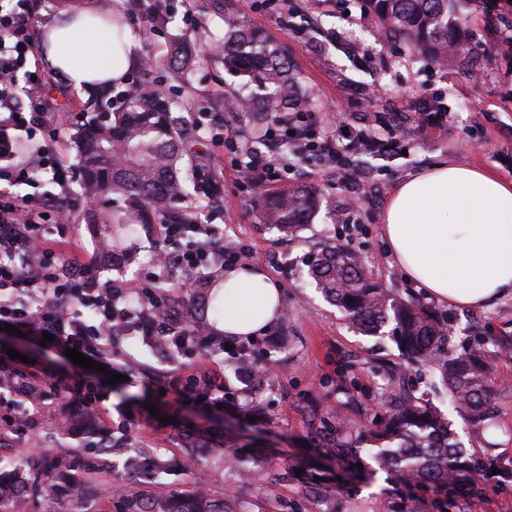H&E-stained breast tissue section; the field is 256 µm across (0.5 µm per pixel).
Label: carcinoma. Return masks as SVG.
I'll list each match as a JSON object with an SVG mask.
<instances>
[{"label": "carcinoma", "mask_w": 512, "mask_h": 512, "mask_svg": "<svg viewBox=\"0 0 512 512\" xmlns=\"http://www.w3.org/2000/svg\"><path fill=\"white\" fill-rule=\"evenodd\" d=\"M374 19L391 34L403 39L411 53L433 63L452 61L465 42L469 10L484 0H364ZM143 34L150 37L170 23L169 8L158 3L143 6ZM224 68L245 77L263 91L247 108L260 113V120H273L276 113L300 106L302 99L288 56L272 35L249 27L237 11L224 9ZM193 41L185 34L155 63L187 76L193 66ZM104 115L89 123L78 134L75 175L87 200L115 195L125 200L122 215L90 211L87 223L112 225V233L100 235L104 249L120 248L123 234H135L143 224H187L198 216L194 208H179L188 197V184L196 166L187 157L190 147L183 127L184 118L159 90H127L121 106L112 107V88ZM263 223L284 237H295L318 213L323 194L315 187L292 186L276 192H263ZM305 266L309 277L324 297L344 311L352 327L365 335L379 336L390 328L400 349L417 360L435 359L436 369L448 387L450 402L483 438L494 418L491 397L495 391L496 365L479 349L464 354L437 357L448 335V322L435 311L415 300L403 299L396 291L383 288L366 271L363 261L339 244L328 243L308 254ZM209 295L202 310L213 319L224 316V285L205 272ZM324 439L332 455L341 462H360L362 446H368L369 459L381 470L399 477L406 485H420L439 491L451 488L477 494L483 483L507 477L490 472L476 455L459 442L452 423L424 397L392 393L386 410L373 427H356L348 416L339 414L326 424ZM49 481L26 471L21 463L0 465V512H16L22 494L80 491L97 486L110 473L91 468L75 477L71 466L56 457L47 463ZM302 512L308 504L334 497L337 491L310 475ZM224 498L206 492L184 496L176 490H162L142 497L126 489L118 496L119 512H236Z\"/></svg>", "instance_id": "cac0c4a2"}]
</instances>
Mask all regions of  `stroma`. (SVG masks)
I'll list each match as a JSON object with an SVG mask.
<instances>
[{"label": "stroma", "mask_w": 512, "mask_h": 512, "mask_svg": "<svg viewBox=\"0 0 512 512\" xmlns=\"http://www.w3.org/2000/svg\"><path fill=\"white\" fill-rule=\"evenodd\" d=\"M223 2L192 0L177 5L173 21L148 41L140 35V15L130 14L127 30L138 43L140 58L165 54L171 41L187 30L198 32L202 40L189 81H179L169 70L154 66L134 68L128 83L160 88L177 103L192 101L188 118L199 123L206 137L209 165L199 175L190 202L204 206V221L218 227L210 250L238 241L249 245L238 265H259L279 285L286 315L252 337L246 363L248 370L257 372L275 361L279 371L264 384H249L237 378L232 350L206 344L168 356L138 326L112 340V350L120 356L112 370L122 376L112 385L106 384L103 373L71 363L61 350L41 347L30 336L0 335V356L10 348L28 352L59 378H84L96 386L102 394L94 418L99 432L132 436L153 449L163 466L158 477L140 480L142 495L154 494L162 486L192 493L203 485L216 494L231 493L243 512H286V503L297 502L301 483H286L277 493H268L266 468L249 460L244 463L246 476L231 482L220 454L225 435L231 434L273 462L282 457L301 463L318 459L343 490L341 498L320 502L321 512H378L387 499L428 505L432 491L402 485L393 474L373 466L359 477H343L323 445V423L336 414H348L361 428L371 426L380 415V397L390 385L378 372L384 362L401 368L393 385L425 396L448 411L458 433L466 431L459 414L448 410V390L434 364L403 357L390 336L354 332L314 288L305 274L304 258L334 242L358 254L385 288L419 299L447 316L452 331L445 354L479 345L495 359L499 378L491 401L495 427L490 445L478 446L475 452L483 462L512 467V297L472 308L434 300L407 280L382 233V213L396 184L439 161L451 158L512 181V43L505 31L490 30L483 10H476L469 22L471 54L441 70L411 55L405 42L371 17L364 0H233L251 25L273 34L285 47L306 101L299 132L321 142L324 127L338 114L354 127L368 121L380 138L397 144L388 153L348 151L336 162L312 150L293 160L289 171L272 172L268 190L309 184L323 188L328 199L329 215H318L297 237L287 239L262 224L257 190L243 187L232 165L251 142L258 154L287 159L289 138L279 131L273 139L254 142L261 125L258 114L231 113L222 103L223 97L251 92L242 78L225 71L218 61L227 35L219 17ZM33 61L46 78L45 93L57 119L54 153L74 163L73 138L93 115L87 104L94 92L72 89L41 55H34ZM433 104L447 109V122L417 128L416 114ZM38 193L71 213L67 224L46 221L45 237L71 239L86 256L97 257L96 230L85 218L91 204L79 183H71L66 196L50 183L42 184ZM124 246L123 268L99 260L101 281H136L143 273L163 268L171 278H179L175 259L182 247L160 242L156 227L142 228ZM198 370L223 384V409L185 405L171 393L173 383ZM153 405L158 408L154 414L149 411ZM81 412L75 397L56 401L50 412L34 418L24 433L1 449L0 456L17 455L28 467L40 468L64 449L76 465L99 462L102 454L89 445L87 433L65 431L55 444L40 439L43 431ZM188 428L206 433L202 457L189 476L183 471ZM450 499L449 512H512V478L487 486L481 495L454 493ZM24 512H113L112 486H97L79 501L48 495L29 499Z\"/></svg>", "instance_id": "35a3bbf8"}]
</instances>
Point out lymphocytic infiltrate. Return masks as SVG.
Returning <instances> with one entry per match:
<instances>
[{"mask_svg":"<svg viewBox=\"0 0 512 512\" xmlns=\"http://www.w3.org/2000/svg\"><path fill=\"white\" fill-rule=\"evenodd\" d=\"M26 0L0 5V182L6 187L31 184L37 171H50L61 189H68L71 168L51 156L56 131L55 115L49 109L43 79L34 78L25 65L32 45L27 35ZM26 85H19V78ZM42 204L31 195L14 194L0 205V323L40 337L51 334L53 343L78 349L98 359L111 354L108 331L127 321L128 310L119 288L102 283L95 264L81 253L60 259L48 246L41 229ZM212 230L206 224H165V240H182L186 249L177 266L198 269L208 257L204 237ZM156 274L144 276L139 291L146 303L144 323L157 327L161 343L179 352L184 332L168 317L169 304L156 292ZM26 381H0V429L26 426L18 413L19 400L41 407L69 392L87 409H97L99 398L87 383L70 384L36 364H20Z\"/></svg>","mask_w":512,"mask_h":512,"instance_id":"obj_1","label":"lymphocytic infiltrate"}]
</instances>
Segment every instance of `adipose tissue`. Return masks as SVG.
<instances>
[{"label":"adipose tissue","mask_w":512,"mask_h":512,"mask_svg":"<svg viewBox=\"0 0 512 512\" xmlns=\"http://www.w3.org/2000/svg\"><path fill=\"white\" fill-rule=\"evenodd\" d=\"M60 40L47 64L73 88L122 83L137 58L132 42L100 40L70 12L49 22ZM390 251L407 277L435 299L461 307L512 296V182L454 160L402 180L382 216ZM283 312L278 284L247 265L224 274V333L254 336Z\"/></svg>","instance_id":"obj_1"}]
</instances>
